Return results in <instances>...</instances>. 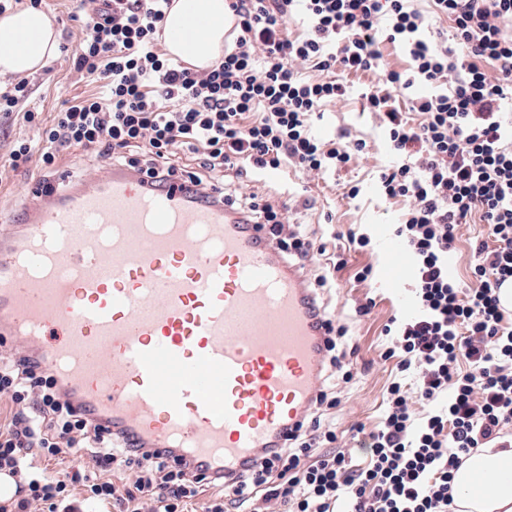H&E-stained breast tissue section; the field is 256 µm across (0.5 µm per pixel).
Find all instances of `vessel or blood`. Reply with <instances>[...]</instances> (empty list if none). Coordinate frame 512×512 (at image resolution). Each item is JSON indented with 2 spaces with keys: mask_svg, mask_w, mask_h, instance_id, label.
Here are the masks:
<instances>
[{
  "mask_svg": "<svg viewBox=\"0 0 512 512\" xmlns=\"http://www.w3.org/2000/svg\"><path fill=\"white\" fill-rule=\"evenodd\" d=\"M315 294L213 188L105 162L0 210V335L144 447L259 466L317 396Z\"/></svg>",
  "mask_w": 512,
  "mask_h": 512,
  "instance_id": "b4317fda",
  "label": "vessel or blood"
}]
</instances>
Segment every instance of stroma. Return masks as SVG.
<instances>
[{
    "label": "stroma",
    "mask_w": 512,
    "mask_h": 512,
    "mask_svg": "<svg viewBox=\"0 0 512 512\" xmlns=\"http://www.w3.org/2000/svg\"><path fill=\"white\" fill-rule=\"evenodd\" d=\"M42 11L54 20L61 37L60 56L29 78L33 89L27 108L51 117L67 107L74 97L87 95L95 86L71 73V56L82 35L84 19L72 0H43ZM369 76L355 77L350 95L326 108L323 117L312 118L313 133L323 139L340 132L351 138L367 141L369 156L355 160L350 166L322 176L305 177L291 165L268 172L259 180H243L242 193L254 191L271 194L276 204L287 205L288 218L294 224L312 225L322 238L326 253L342 262L336 274V286L330 290L336 324L348 328L356 347V374L350 382H338L339 406L331 409L337 435V446L353 447L349 435L352 425L366 429L376 427L382 417L387 388L399 378L398 358L386 357L390 338L385 326L397 315L395 292L411 294V277H404L397 286H390V264L381 251L380 239L394 234L405 210L404 203H387L378 191V175L382 166L392 161L391 151L380 127L377 114L364 107L361 93ZM41 170L33 166L17 171L0 168V202L19 208L27 198V190L40 180ZM348 185L360 188L357 198L343 194ZM368 234L370 243L361 250H351L345 235L348 231ZM372 266L373 278L366 283L354 278L363 266ZM369 305L368 314H360L361 305Z\"/></svg>",
    "instance_id": "stroma-1"
}]
</instances>
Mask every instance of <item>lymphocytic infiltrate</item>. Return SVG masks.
<instances>
[{"label": "lymphocytic infiltrate", "instance_id": "1", "mask_svg": "<svg viewBox=\"0 0 512 512\" xmlns=\"http://www.w3.org/2000/svg\"><path fill=\"white\" fill-rule=\"evenodd\" d=\"M410 0H233L235 36L200 72L169 58L161 28L169 0H92L72 69L97 84L43 121L20 111L33 94L27 80L0 92V114L19 115L35 137L15 139L11 169L81 150L162 176L185 174L207 185L232 171L262 172L291 163L304 174L347 167L365 141L320 139L313 113L349 92V78L368 74L362 94L395 156L380 174L384 200L407 209L395 230L410 258L416 310L397 321L393 349L417 383L388 388L377 428L356 426L366 466L336 447L322 413L310 432L272 448L264 465L244 470L238 486L189 475L185 457L135 448L74 412L57 378L41 362L0 355V395L11 404L0 423V472L17 498L0 512H455L454 472L463 459L502 439L512 424V313L494 285L512 280V0H432L431 15ZM307 19L289 37L294 13ZM448 19L449 31L435 28ZM399 44L403 70H384L382 43ZM311 68L315 77L302 76ZM231 209L265 225L281 253L317 265L315 288L331 285L318 265L325 245L302 226L284 224L277 206L258 195L224 189ZM480 223L472 244V282L448 273L461 226ZM347 328L327 337L317 404L337 379H353L352 353L341 347ZM81 456L80 464L67 455Z\"/></svg>", "mask_w": 512, "mask_h": 512}]
</instances>
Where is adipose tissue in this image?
Returning <instances> with one entry per match:
<instances>
[{
  "mask_svg": "<svg viewBox=\"0 0 512 512\" xmlns=\"http://www.w3.org/2000/svg\"><path fill=\"white\" fill-rule=\"evenodd\" d=\"M193 7L210 28L170 51L196 69L223 53L226 5L225 0H193ZM59 53L57 28L44 11L22 8L0 15V75H32ZM453 485L459 512H512V448L478 449L455 471Z\"/></svg>",
  "mask_w": 512,
  "mask_h": 512,
  "instance_id": "adipose-tissue-1",
  "label": "adipose tissue"
}]
</instances>
